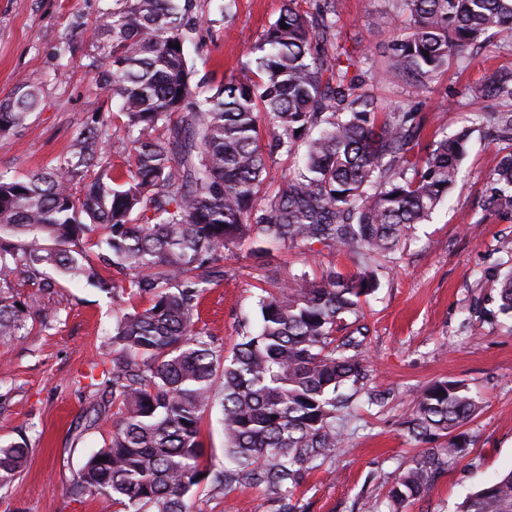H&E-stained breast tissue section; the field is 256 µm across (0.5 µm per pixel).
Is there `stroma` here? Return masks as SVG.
<instances>
[{
    "instance_id": "obj_1",
    "label": "stroma",
    "mask_w": 512,
    "mask_h": 512,
    "mask_svg": "<svg viewBox=\"0 0 512 512\" xmlns=\"http://www.w3.org/2000/svg\"><path fill=\"white\" fill-rule=\"evenodd\" d=\"M223 0H195L196 31L186 51L202 88L245 78L243 64L273 22L282 0H235L221 16ZM101 0H0V100L16 86L42 88L40 108L18 135L0 140V171L25 176L51 168L67 153L77 131L106 103L87 64ZM386 24L374 28L373 14ZM407 13L391 0H345L337 25L338 51L369 50L384 64L391 41L404 33ZM68 65L65 81L52 73ZM512 68V46L489 36L452 60L418 99L402 81L375 85L388 107L409 105L423 117L422 141L468 128L472 135L461 178L429 222L416 225L387 258L373 265L377 290L364 305L367 350L381 403L358 402L350 410L342 453L308 475L294 494L297 512H387V492L400 469L424 442L404 422L419 391L436 380H455L480 401L466 424L472 452L452 465L428 495L407 512H456L465 495L512 469V318L499 313L494 276L512 260V214L488 210L486 192L498 157L475 122L479 112L511 107L478 98L476 91L498 69ZM277 275L323 268H355L348 249L273 253ZM253 261L246 248L224 255L227 274L201 301V328L216 343L232 346L241 320L253 312ZM28 333L0 340V440L26 438L32 450L25 472L0 489V512H98L95 502L65 496L86 457L104 446L112 425L88 423L86 387L112 362V325L126 305L82 284L45 288L18 282ZM196 512H263L254 489H224L202 481L193 494Z\"/></svg>"
}]
</instances>
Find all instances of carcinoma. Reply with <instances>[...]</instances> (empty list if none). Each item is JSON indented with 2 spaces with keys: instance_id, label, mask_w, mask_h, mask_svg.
Instances as JSON below:
<instances>
[{
  "instance_id": "cac0c4a2",
  "label": "carcinoma",
  "mask_w": 512,
  "mask_h": 512,
  "mask_svg": "<svg viewBox=\"0 0 512 512\" xmlns=\"http://www.w3.org/2000/svg\"><path fill=\"white\" fill-rule=\"evenodd\" d=\"M407 31L375 85L405 80L425 97L454 54L495 31L512 39V0H393ZM193 0H105L88 67L118 113L94 112L68 154L46 170L0 174V338L25 335L15 282H87L127 296L131 310L112 329V364L91 384V424L112 418V436L80 469L67 494L98 499L102 512H194L209 479L264 493V512H297L294 491L344 447L351 405L340 389L368 377L364 340L348 331L377 281L374 256L394 251L457 184L470 131L430 140L413 107L395 112L368 90L354 92L356 66L328 49L344 0L314 11L283 0L277 19L246 55L252 76L206 91L192 85L186 52ZM286 27H281V24ZM479 97L512 100V69ZM37 85L0 100V138L21 132L39 109ZM121 119L114 123V117ZM500 160L489 203L512 211V112H494ZM132 143L126 172H113L114 133ZM305 146L285 186L264 189L269 163ZM97 236L91 250L92 236ZM321 244L357 255V270L326 268L271 277L231 350L198 330L200 298L224 280V250ZM112 271L105 277L102 271ZM498 310L512 318V266L496 280ZM137 299L149 306L138 308ZM218 409L224 466L204 465L201 423ZM479 400L459 382L418 394L406 421L417 440L446 444L412 456L388 490V512L423 498L448 463L471 453L462 431ZM26 440L0 446V488L27 467ZM457 512H512V469L468 494Z\"/></svg>"
}]
</instances>
